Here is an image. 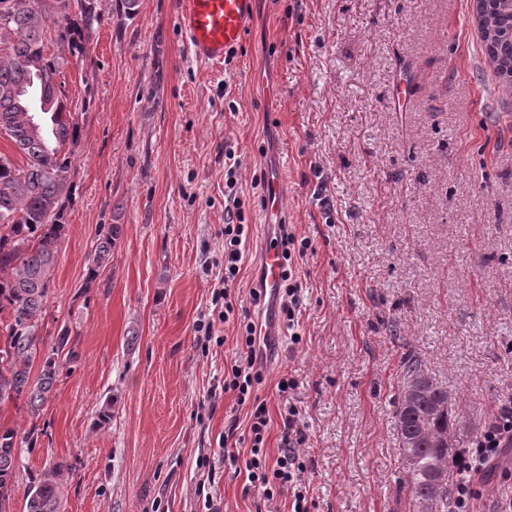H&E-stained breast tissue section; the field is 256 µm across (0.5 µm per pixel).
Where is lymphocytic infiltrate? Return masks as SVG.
<instances>
[{
  "label": "lymphocytic infiltrate",
  "instance_id": "obj_1",
  "mask_svg": "<svg viewBox=\"0 0 512 512\" xmlns=\"http://www.w3.org/2000/svg\"><path fill=\"white\" fill-rule=\"evenodd\" d=\"M239 158L234 150L224 153L225 186L224 196V280L220 288L214 289L212 301L223 306L224 316H239L240 347L235 359L224 371V389L234 393L238 405L249 410L248 436L249 455L239 458L232 451H225V459L231 463H242L248 481L247 488L266 501L274 503L277 498L291 495V512H310L311 506L303 492L305 465L296 445L281 449L276 459H269L266 452L271 419L266 401L254 395L256 386L262 384L266 367L255 356V326L251 311L260 307L262 292L253 288L249 291V305L238 308L233 293L243 261V246L250 227L245 222L244 202L236 191ZM281 243L285 259L282 276L283 290L279 307L287 320H295L300 285L297 281V265L307 255V242L298 240L290 227H282ZM512 447V401L501 404L494 420L476 439L473 447L459 450L455 466L462 479L457 485L454 512H471L473 500L481 492L473 482L474 474L497 461L504 449Z\"/></svg>",
  "mask_w": 512,
  "mask_h": 512
}]
</instances>
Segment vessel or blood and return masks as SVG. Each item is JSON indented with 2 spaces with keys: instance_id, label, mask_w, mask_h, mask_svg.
<instances>
[{
  "instance_id": "b4317fda",
  "label": "vessel or blood",
  "mask_w": 512,
  "mask_h": 512,
  "mask_svg": "<svg viewBox=\"0 0 512 512\" xmlns=\"http://www.w3.org/2000/svg\"><path fill=\"white\" fill-rule=\"evenodd\" d=\"M254 0H177L175 23L190 57L201 65L223 63L243 42ZM266 224L262 244V289L265 304L255 323L256 354L265 357L276 332V308L285 261L279 227L287 214L286 190L281 176L269 177L265 190Z\"/></svg>"
}]
</instances>
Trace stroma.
<instances>
[{"instance_id": "stroma-1", "label": "stroma", "mask_w": 512, "mask_h": 512, "mask_svg": "<svg viewBox=\"0 0 512 512\" xmlns=\"http://www.w3.org/2000/svg\"><path fill=\"white\" fill-rule=\"evenodd\" d=\"M473 0H255L244 44L206 69L187 53L176 0H96L81 57L59 76L80 126L72 202L37 334L60 329L76 358L37 419L24 400L0 425L36 421L30 474L54 463L61 512H190L196 459L233 417L224 368L236 320L211 303L224 275V149L241 161L252 234L236 295L255 285L266 181L280 174L297 238L300 343L281 346L257 394L283 446L296 406L311 512H421L399 451L403 360L448 392L451 439L479 437L512 399V93L488 65ZM122 227L96 288L86 269ZM215 343L196 344L199 319ZM288 376L294 387L279 395ZM112 421L94 424L105 402ZM474 512L512 497L485 469ZM244 475L217 461L222 512H264ZM122 227L118 224L109 225L106 234L98 240L94 257L87 268L86 277L81 288L88 291L96 283L101 269H105L112 263L117 243L121 237Z\"/></svg>"}]
</instances>
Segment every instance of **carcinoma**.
I'll list each match as a JSON object with an SVG mask.
<instances>
[{"mask_svg":"<svg viewBox=\"0 0 512 512\" xmlns=\"http://www.w3.org/2000/svg\"><path fill=\"white\" fill-rule=\"evenodd\" d=\"M76 19L55 30L56 41L72 56L83 53V28L95 14V0H76ZM474 17L490 34L483 36V51L497 76L512 87V0H474ZM49 9L34 0H0V128L24 155L16 166L0 155V315L8 314L4 344L0 345V405L24 398L34 418L49 397L59 370L73 359L74 344L64 330L42 358L40 372L32 376L40 343L39 316L48 299L59 246L67 231L71 202L70 160L66 147L77 144L79 123L68 110L60 76V61L44 54L49 35ZM38 86L46 110L29 107L30 90ZM122 227L111 224L98 240L82 288L96 283L100 271L112 263ZM450 416L421 409L410 422L436 436L450 428ZM23 449L18 431L0 427V512H13L16 473ZM417 469L408 475L418 501L430 494L428 478L434 466L448 470L453 486V454L428 441L416 449ZM66 465L58 463L31 478L26 512H59L61 478Z\"/></svg>","mask_w":512,"mask_h":512,"instance_id":"cac0c4a2","label":"carcinoma"}]
</instances>
